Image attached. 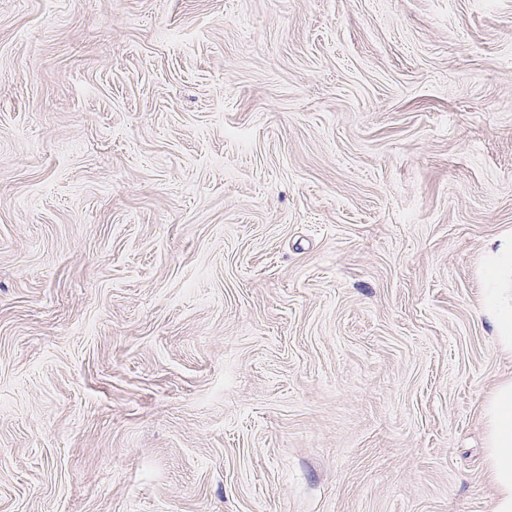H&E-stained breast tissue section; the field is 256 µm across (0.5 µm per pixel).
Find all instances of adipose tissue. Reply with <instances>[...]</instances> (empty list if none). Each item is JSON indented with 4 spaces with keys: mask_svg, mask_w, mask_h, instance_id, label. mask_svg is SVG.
I'll list each match as a JSON object with an SVG mask.
<instances>
[{
    "mask_svg": "<svg viewBox=\"0 0 512 512\" xmlns=\"http://www.w3.org/2000/svg\"><path fill=\"white\" fill-rule=\"evenodd\" d=\"M482 255L481 312L493 328L499 353L512 358V230L487 238ZM481 411L493 512H512V374L486 392Z\"/></svg>",
    "mask_w": 512,
    "mask_h": 512,
    "instance_id": "adipose-tissue-1",
    "label": "adipose tissue"
}]
</instances>
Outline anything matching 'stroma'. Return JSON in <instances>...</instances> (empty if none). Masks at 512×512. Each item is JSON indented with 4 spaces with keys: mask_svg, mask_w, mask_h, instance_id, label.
Wrapping results in <instances>:
<instances>
[{
    "mask_svg": "<svg viewBox=\"0 0 512 512\" xmlns=\"http://www.w3.org/2000/svg\"><path fill=\"white\" fill-rule=\"evenodd\" d=\"M512 0H0V512H492ZM482 255L481 312L493 328L499 353L512 358V230L487 238Z\"/></svg>",
    "mask_w": 512,
    "mask_h": 512,
    "instance_id": "1",
    "label": "stroma"
}]
</instances>
